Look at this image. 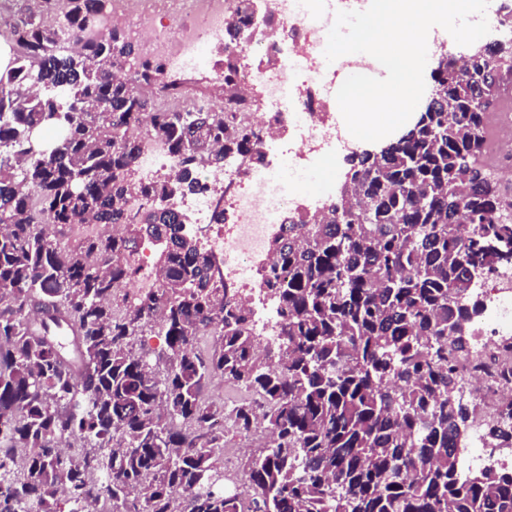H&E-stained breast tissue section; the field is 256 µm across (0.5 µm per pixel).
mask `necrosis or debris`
<instances>
[{
  "label": "necrosis or debris",
  "instance_id": "4bbe7bcc",
  "mask_svg": "<svg viewBox=\"0 0 512 512\" xmlns=\"http://www.w3.org/2000/svg\"><path fill=\"white\" fill-rule=\"evenodd\" d=\"M276 23L268 37L242 40L234 49L239 61V86L244 97L237 120L252 121L245 100L260 89L267 106L258 135L264 153L293 154L307 170L335 166L360 151L334 112L332 99L342 70L369 69L363 55L350 57L345 69L326 61L324 50L332 21L340 10H361L365 0H267ZM234 0H111L109 24L126 27L144 40L147 54L179 69L203 48L224 44V26ZM200 187L182 201L185 230L216 257L227 287L262 304L256 330L270 332L274 310L264 303L262 275L272 257L271 241L288 219L319 209L332 192L309 200L297 188L263 173L248 156H239L220 172L201 171ZM224 199V221L213 223L215 197ZM484 308L473 322L475 340L468 355L456 361L463 389L470 392L476 417L468 437V455L479 467L512 466V455L487 453V432L501 419V407L512 399V385L498 381L502 368H512V274L483 288Z\"/></svg>",
  "mask_w": 512,
  "mask_h": 512
}]
</instances>
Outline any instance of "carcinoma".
I'll return each instance as SVG.
<instances>
[{
  "label": "carcinoma",
  "mask_w": 512,
  "mask_h": 512,
  "mask_svg": "<svg viewBox=\"0 0 512 512\" xmlns=\"http://www.w3.org/2000/svg\"><path fill=\"white\" fill-rule=\"evenodd\" d=\"M0 30V512H512V469L460 458L474 405L459 394L476 292L512 267V212L483 159L487 112L512 76V44L463 64L440 56L411 127L349 160L336 194L286 225L264 287L277 340L216 279L177 203L202 169L263 159L255 133L213 104L155 111L165 66L113 26L110 0H10ZM224 95L239 63L227 52ZM487 72L475 89L469 70ZM177 173L146 181L144 140ZM78 224L119 234L77 240ZM161 244L158 288L131 299L139 243ZM61 318L74 342L32 320ZM163 337L146 349L145 328ZM210 336L213 345L197 344ZM214 375L246 391L205 395ZM489 432L512 448V400ZM224 420V428L214 421ZM278 430L241 461L244 508L215 455L230 435Z\"/></svg>",
  "instance_id": "cac0c4a2"
}]
</instances>
